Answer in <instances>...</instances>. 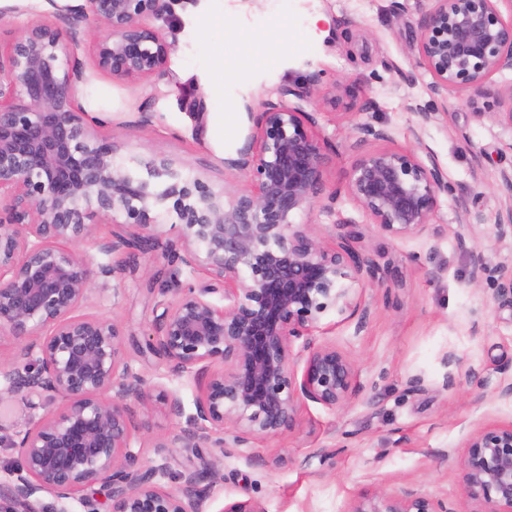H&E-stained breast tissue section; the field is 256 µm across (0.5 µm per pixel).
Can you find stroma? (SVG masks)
Instances as JSON below:
<instances>
[{
	"label": "stroma",
	"instance_id": "35a3bbf8",
	"mask_svg": "<svg viewBox=\"0 0 512 512\" xmlns=\"http://www.w3.org/2000/svg\"><path fill=\"white\" fill-rule=\"evenodd\" d=\"M428 7V0H176L171 15L155 22L175 43L165 76L131 83L115 82L96 68L92 47L106 29L97 21L85 28L78 57L86 81L73 90L76 105L102 113L100 134L122 143L123 154L169 158L217 189L253 187L248 175L224 167L251 130L245 101L275 97L281 85L320 73L321 94L308 109L336 147L325 190L337 201L334 212L317 206L294 221L316 225L328 246L334 243L330 225L351 221L367 236L377 263L401 282L388 293L362 289L364 325L352 320L313 335L315 344L336 345L352 359L359 397L336 410L305 402L290 430L255 441L256 464L219 462L208 481L209 512L235 501L257 503L262 512H347L360 490L400 486L447 500L451 512L475 508L457 465H436L434 456L460 449L482 423L512 421V399L498 393L512 382V301L494 296L500 267L512 266V239L500 238L496 224L506 202L500 172L512 167V126L477 117L456 97L432 98V76L419 62L415 41ZM279 28L288 33L286 50L255 61L238 52V45L270 39ZM346 88L363 111L342 114L326 104V97ZM414 104L449 109L452 117L415 140ZM144 112L152 115L146 125L139 122ZM365 121L385 125L391 147L433 152L478 223H460L454 201L444 196L427 234L390 238L368 225L346 193L354 127ZM462 238L486 258L481 286L469 281ZM155 272L170 283L189 278L160 252L139 254L127 265L118 297L91 302L86 310L121 323L133 368L148 383L179 392L189 410L194 382L140 352L152 319L146 285ZM451 351L461 360L453 369L442 361ZM415 375L423 380L418 391L407 386ZM450 375L456 385L448 390ZM131 409L150 439L186 426L159 403ZM44 411L39 397L9 399L0 407V434L25 428ZM316 448L332 450V458L313 456Z\"/></svg>",
	"mask_w": 512,
	"mask_h": 512
}]
</instances>
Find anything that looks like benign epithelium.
Returning a JSON list of instances; mask_svg holds the SVG:
<instances>
[{"mask_svg":"<svg viewBox=\"0 0 512 512\" xmlns=\"http://www.w3.org/2000/svg\"><path fill=\"white\" fill-rule=\"evenodd\" d=\"M45 2L50 11L0 45V339L16 344L0 359V406L37 394L47 408L15 435L0 436L20 460L0 512H38L45 495L58 503L78 498L85 512H99L79 496L94 486L108 492V512H206L208 491L199 483L220 459L252 463L245 449L291 429L305 400L336 409L358 397L350 357L332 344L313 346L310 336L331 310L343 321L366 314L359 289L388 292L398 281L349 221L338 223L332 248L314 225L292 221L324 196L330 144L304 108L320 74L280 86L275 99L245 103L251 132L224 166L249 175L252 190H216L164 157L146 162L143 177L121 162V144L99 135L74 105L72 90L84 79L77 50L85 26L97 20L107 28L94 45L98 69L118 82L164 76L174 44L147 20L170 13L176 0ZM430 2L416 48L433 78L431 94L460 96L477 116L512 126V89L491 83L512 68V19L503 18L500 0ZM412 112L419 141L437 113L419 104ZM390 140L386 129L364 122L350 145L346 191L377 232H429L443 195L469 216L434 154L385 146ZM500 180L511 195L498 217L504 237L512 232V170ZM95 215L109 221L105 238L86 223ZM163 216L179 226L176 239L164 240ZM86 244L110 261L92 268ZM157 249L168 263L206 276L173 294L149 280L148 349L198 391L187 428L153 438L156 458L137 468L130 402L163 403L181 416L182 398L152 388L132 367L119 322L82 309L109 290L119 294L126 256ZM496 297L512 300V266L500 269ZM174 448L211 453L200 468L173 473ZM459 471L474 512H512V422L481 424L464 444ZM348 512L448 506L399 488L360 492Z\"/></svg>","mask_w":512,"mask_h":512,"instance_id":"1","label":"benign epithelium"}]
</instances>
